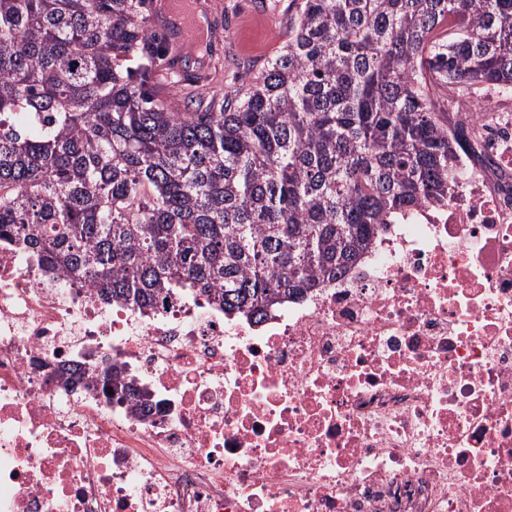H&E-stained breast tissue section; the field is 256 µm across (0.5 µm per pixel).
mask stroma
<instances>
[{"label": "stroma", "mask_w": 512, "mask_h": 512, "mask_svg": "<svg viewBox=\"0 0 512 512\" xmlns=\"http://www.w3.org/2000/svg\"><path fill=\"white\" fill-rule=\"evenodd\" d=\"M289 0H195L207 28L202 49L175 51L174 65H160L155 83L178 82L181 93L210 100L249 84L288 37Z\"/></svg>", "instance_id": "35a3bbf8"}]
</instances>
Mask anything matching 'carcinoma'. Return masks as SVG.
<instances>
[{
	"mask_svg": "<svg viewBox=\"0 0 512 512\" xmlns=\"http://www.w3.org/2000/svg\"><path fill=\"white\" fill-rule=\"evenodd\" d=\"M148 8L0 0V227L142 310L185 288L259 318L323 285L448 189L419 69L512 84V0H290L252 83L184 112Z\"/></svg>",
	"mask_w": 512,
	"mask_h": 512,
	"instance_id": "cac0c4a2",
	"label": "carcinoma"
}]
</instances>
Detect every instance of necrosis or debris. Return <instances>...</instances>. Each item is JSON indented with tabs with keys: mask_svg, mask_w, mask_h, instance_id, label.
Returning a JSON list of instances; mask_svg holds the SVG:
<instances>
[{
	"mask_svg": "<svg viewBox=\"0 0 512 512\" xmlns=\"http://www.w3.org/2000/svg\"><path fill=\"white\" fill-rule=\"evenodd\" d=\"M447 113V197L259 320L0 237V512H512V86Z\"/></svg>",
	"mask_w": 512,
	"mask_h": 512,
	"instance_id": "4bbe7bcc",
	"label": "necrosis or debris"
}]
</instances>
